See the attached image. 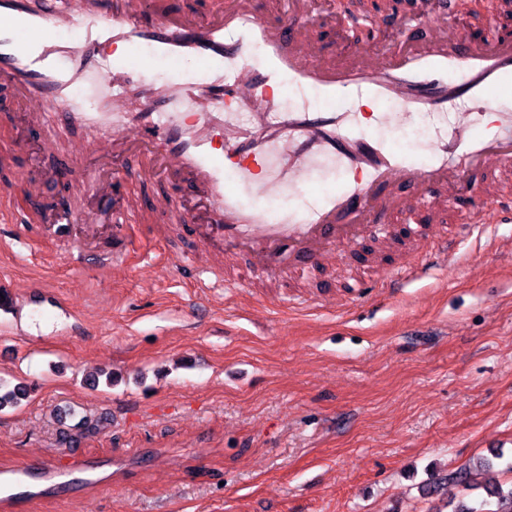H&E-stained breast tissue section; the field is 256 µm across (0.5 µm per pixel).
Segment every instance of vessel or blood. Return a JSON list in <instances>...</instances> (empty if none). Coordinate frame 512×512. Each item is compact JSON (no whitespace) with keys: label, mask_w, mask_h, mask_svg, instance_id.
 Masks as SVG:
<instances>
[{"label":"vessel or blood","mask_w":512,"mask_h":512,"mask_svg":"<svg viewBox=\"0 0 512 512\" xmlns=\"http://www.w3.org/2000/svg\"><path fill=\"white\" fill-rule=\"evenodd\" d=\"M476 0H419L414 12L369 19L317 0H0V86L14 111L42 134V149L58 153L63 130L89 137L60 156L68 183L97 199L85 225L108 218L113 264L125 260L129 226L162 217L183 225L194 246L175 264L196 282L214 269L223 283L252 288L288 279L304 282L338 248L377 240L408 253L439 252L448 243V210L469 194L459 228L495 223L512 204V34L466 35ZM335 30L343 63L326 55L313 32ZM122 55L105 61V46ZM155 60L170 77H144ZM198 64L192 82L183 64ZM107 93L86 103L77 93L89 76ZM297 95L283 109L285 91ZM316 91L323 107L311 104ZM391 103L365 129L358 105ZM252 122L242 126L240 112ZM427 112L432 132L419 153L398 150L381 131L410 127ZM334 167L345 181L314 193V173ZM156 187L150 204L134 198L131 182ZM191 198L183 200L180 189ZM303 198L291 209L269 199ZM73 208L60 201L44 210L48 237L81 251ZM403 215L419 223L397 236ZM86 464L73 459L46 471L62 488ZM7 498H33L28 466L0 471Z\"/></svg>","instance_id":"obj_1"}]
</instances>
